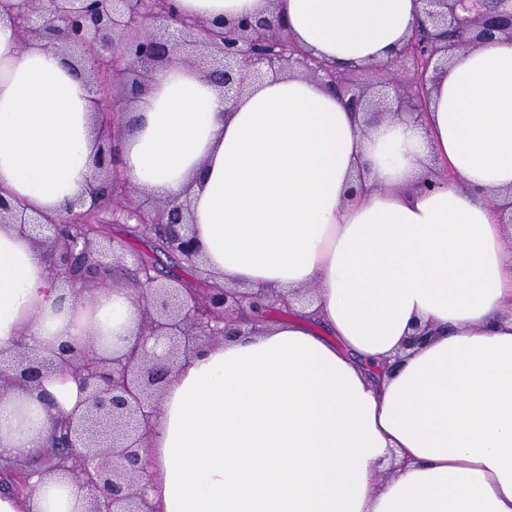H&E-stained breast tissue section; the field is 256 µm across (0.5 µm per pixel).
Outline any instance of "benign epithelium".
<instances>
[{
	"label": "benign epithelium",
	"mask_w": 512,
	"mask_h": 512,
	"mask_svg": "<svg viewBox=\"0 0 512 512\" xmlns=\"http://www.w3.org/2000/svg\"><path fill=\"white\" fill-rule=\"evenodd\" d=\"M424 17L388 64L394 86L392 107L355 82L358 69L340 70L311 56L288 32L279 16H241L222 22H187L165 7L168 0H22L13 19L20 48L35 42L61 53L94 94L97 149L87 183L91 205L70 207L55 219L27 217L0 195V224H18L34 233L43 250L51 281L112 287L116 250L100 235L82 228L87 217L112 212V222L159 230L167 250L188 261L199 260V247L189 230L188 208L168 201L146 208L126 193L119 169L118 141L135 122L114 120L129 114L130 105L146 91L158 67L180 57L233 98L264 74V68L300 73L324 83L369 121L386 114L419 118L427 112L431 86L448 65V51L500 40L512 41V0H423ZM124 87V103L103 99L101 80ZM125 287L137 293L142 342L110 358L90 343L61 344L49 355L22 349L0 368V399L12 392L40 389L44 379L69 370L86 394L84 408L61 421L60 435L47 457V472L62 474L88 490L85 512H156L149 499V475L141 454L152 430V407L194 346L242 333L245 314L257 299L239 288L210 295L207 313L196 296L162 283L149 264L135 258Z\"/></svg>",
	"instance_id": "benign-epithelium-1"
}]
</instances>
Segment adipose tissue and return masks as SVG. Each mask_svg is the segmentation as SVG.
Wrapping results in <instances>:
<instances>
[{"label": "adipose tissue", "mask_w": 512, "mask_h": 512, "mask_svg": "<svg viewBox=\"0 0 512 512\" xmlns=\"http://www.w3.org/2000/svg\"><path fill=\"white\" fill-rule=\"evenodd\" d=\"M183 17L277 11L322 60L392 59L421 0H176ZM0 15V193L56 216L82 197L93 103L62 55L17 52ZM421 119L367 127L311 78L266 70L243 95L180 59L157 68L122 140L146 204L190 200L212 283L298 289L283 322L199 344L147 440L158 512H512V42L453 51ZM452 182L418 181L430 159ZM125 288L52 284L0 224V355L135 337ZM429 340L402 345L414 327ZM43 403L0 400V457L49 449ZM0 491V512H78L55 476Z\"/></svg>", "instance_id": "ef3b65f1"}]
</instances>
